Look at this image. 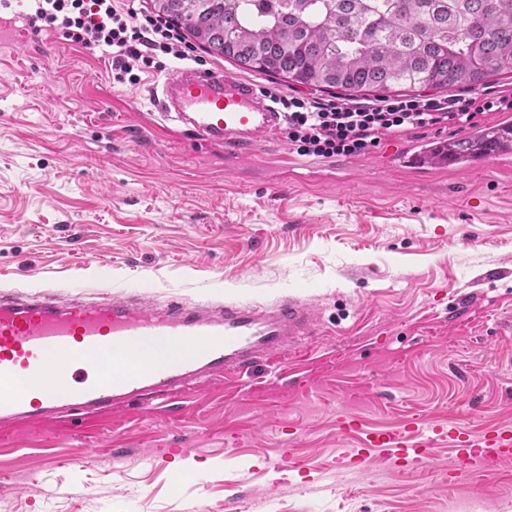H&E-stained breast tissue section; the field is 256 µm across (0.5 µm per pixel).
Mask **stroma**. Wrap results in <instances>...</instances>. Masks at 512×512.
Returning <instances> with one entry per match:
<instances>
[{"label":"stroma","instance_id":"stroma-1","mask_svg":"<svg viewBox=\"0 0 512 512\" xmlns=\"http://www.w3.org/2000/svg\"><path fill=\"white\" fill-rule=\"evenodd\" d=\"M30 0L0 8V291L61 300L273 304L298 299L318 335L281 373L258 360L167 407L119 408L0 433V512H512V463L449 483V449L345 476V412L512 427V160L417 177L399 157L456 128L409 132L314 177L286 132L276 167L236 168L188 143L148 141L147 89L107 55L51 30L15 40ZM302 467L272 468L282 449ZM94 458L82 462L85 450ZM196 472L182 471L184 461Z\"/></svg>","mask_w":512,"mask_h":512}]
</instances>
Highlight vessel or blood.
<instances>
[{
  "label": "vessel or blood",
  "mask_w": 512,
  "mask_h": 512,
  "mask_svg": "<svg viewBox=\"0 0 512 512\" xmlns=\"http://www.w3.org/2000/svg\"><path fill=\"white\" fill-rule=\"evenodd\" d=\"M151 93L156 109L141 115V125L157 128L161 138L221 153L229 163L256 154L265 134L284 127L282 113L263 90L234 76L182 67ZM400 162L450 171L455 159L445 151L428 157L421 146ZM317 333L313 308L295 299L217 307L170 300L155 308L117 297L63 302L45 290L1 291L0 429L48 422L63 413L77 429L85 419L142 396L165 405L217 376L248 372L263 355L281 364L285 338ZM146 336L195 343L202 350L161 369L128 359L109 376L88 372L92 360L108 362L113 352ZM439 445L452 450L448 468L455 479L488 475L512 461V427L474 433L417 420L399 430L367 433L359 447L342 449L337 462L348 473L377 461L401 466Z\"/></svg>",
  "instance_id": "b4317fda"
}]
</instances>
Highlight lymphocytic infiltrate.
<instances>
[{
    "label": "lymphocytic infiltrate",
    "instance_id": "lymphocytic-infiltrate-1",
    "mask_svg": "<svg viewBox=\"0 0 512 512\" xmlns=\"http://www.w3.org/2000/svg\"><path fill=\"white\" fill-rule=\"evenodd\" d=\"M30 27L61 31L83 48L95 46L111 57L117 82L138 83L143 73L167 68L168 60L202 63L178 28L145 13L140 0H34ZM286 115L285 131L293 153L328 159L360 157L382 140L440 124L475 125L495 112H512V92L465 97L429 95L351 103L339 97L318 99L269 90Z\"/></svg>",
    "mask_w": 512,
    "mask_h": 512
}]
</instances>
